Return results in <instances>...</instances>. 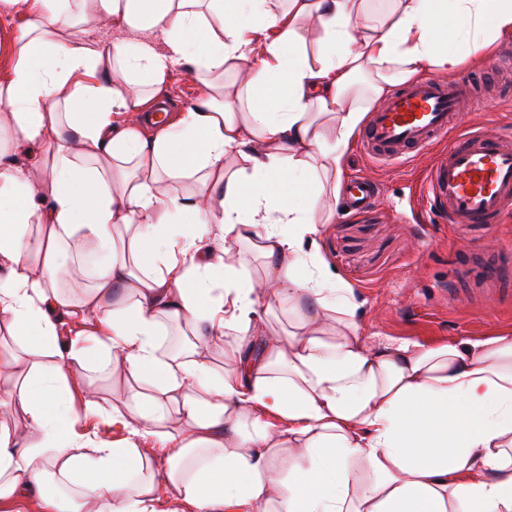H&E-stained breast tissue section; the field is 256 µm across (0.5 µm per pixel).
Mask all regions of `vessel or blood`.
Wrapping results in <instances>:
<instances>
[{
	"instance_id": "obj_1",
	"label": "vessel or blood",
	"mask_w": 512,
	"mask_h": 512,
	"mask_svg": "<svg viewBox=\"0 0 512 512\" xmlns=\"http://www.w3.org/2000/svg\"><path fill=\"white\" fill-rule=\"evenodd\" d=\"M469 76L422 74L375 109L364 127V155L399 164L440 146L427 177V202L451 224L493 226L512 212V130L459 131L463 104L483 102Z\"/></svg>"
}]
</instances>
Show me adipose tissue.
Returning <instances> with one entry per match:
<instances>
[{
  "instance_id": "obj_1",
  "label": "adipose tissue",
  "mask_w": 512,
  "mask_h": 512,
  "mask_svg": "<svg viewBox=\"0 0 512 512\" xmlns=\"http://www.w3.org/2000/svg\"><path fill=\"white\" fill-rule=\"evenodd\" d=\"M368 3L0 0L24 20L0 79L14 152L0 155V318L27 427L0 423V501L159 512L163 485L197 512H512V337L364 341L353 291L316 245L314 184L341 182L369 106L394 87L512 41V0H393L367 25ZM91 20L120 39H85ZM176 66L199 95L146 136ZM33 165L52 177L48 199ZM183 177L192 195L165 188ZM241 242L263 259L262 286ZM278 310L292 317L280 333ZM171 321L193 342L165 356ZM87 369L111 377V407L65 397ZM87 415L123 440L77 434ZM51 476L71 492L47 494Z\"/></svg>"
}]
</instances>
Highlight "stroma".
Segmentation results:
<instances>
[{"instance_id":"1","label":"stroma","mask_w":512,"mask_h":512,"mask_svg":"<svg viewBox=\"0 0 512 512\" xmlns=\"http://www.w3.org/2000/svg\"><path fill=\"white\" fill-rule=\"evenodd\" d=\"M463 124L512 125V92L484 106H464ZM425 154L398 165L365 158L352 143L345 178L364 176L379 186L368 208L347 212L328 198L329 216L317 246L332 274L351 286L358 334L434 345L512 336V276L492 280L485 267L512 250V215L492 228L442 223L421 215L419 190L432 163Z\"/></svg>"}]
</instances>
